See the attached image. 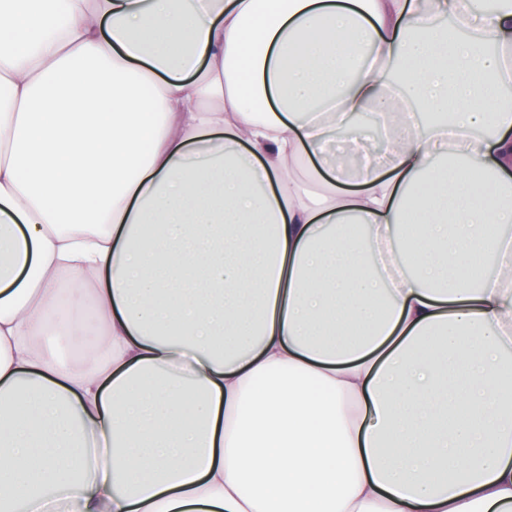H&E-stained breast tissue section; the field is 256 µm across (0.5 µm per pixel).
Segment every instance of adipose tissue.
<instances>
[{"instance_id":"obj_1","label":"adipose tissue","mask_w":512,"mask_h":512,"mask_svg":"<svg viewBox=\"0 0 512 512\" xmlns=\"http://www.w3.org/2000/svg\"><path fill=\"white\" fill-rule=\"evenodd\" d=\"M510 86L512 0H0V512H512ZM104 347L101 341L95 348L94 343L83 344L80 338H74L69 343L63 344L60 348L62 355L73 361L90 362L103 353Z\"/></svg>"}]
</instances>
